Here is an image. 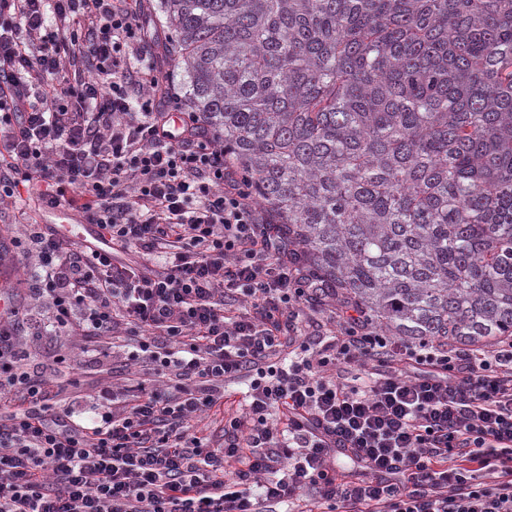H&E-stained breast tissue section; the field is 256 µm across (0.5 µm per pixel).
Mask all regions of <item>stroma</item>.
<instances>
[{
    "mask_svg": "<svg viewBox=\"0 0 512 512\" xmlns=\"http://www.w3.org/2000/svg\"><path fill=\"white\" fill-rule=\"evenodd\" d=\"M159 0H140V11L149 32L158 35V42H147L149 52L158 58L161 82H174L183 98V111H192L189 90L184 82V68L177 57L163 53L160 43L167 40L170 30L158 9ZM57 216L45 213L35 190L21 188L19 195L0 202V242L21 236L27 224H54ZM32 364L47 367L54 376L60 397L71 408L75 419L91 421L96 405L111 406L132 395L137 384L153 378L154 370L137 341L123 337L115 340L109 355L80 350L79 337L60 332L58 335L24 337Z\"/></svg>",
    "mask_w": 512,
    "mask_h": 512,
    "instance_id": "stroma-1",
    "label": "stroma"
}]
</instances>
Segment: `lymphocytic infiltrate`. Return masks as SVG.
<instances>
[{"mask_svg": "<svg viewBox=\"0 0 512 512\" xmlns=\"http://www.w3.org/2000/svg\"><path fill=\"white\" fill-rule=\"evenodd\" d=\"M144 35L139 0H0V199L41 182L42 206L79 210L98 241L26 225L45 270L34 293L101 346L120 330L162 339L140 348L180 388L141 385L87 426L51 412L22 343L41 323L20 289L0 293V512H512V337L412 343L346 305L325 356L271 366L305 336L299 310L321 287L220 137L158 109L156 57L122 51ZM116 245L169 259L117 264ZM246 375L248 413L208 446L193 418ZM340 447L361 477L337 467Z\"/></svg>", "mask_w": 512, "mask_h": 512, "instance_id": "1", "label": "lymphocytic infiltrate"}]
</instances>
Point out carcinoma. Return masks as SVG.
Wrapping results in <instances>:
<instances>
[{
    "mask_svg": "<svg viewBox=\"0 0 512 512\" xmlns=\"http://www.w3.org/2000/svg\"><path fill=\"white\" fill-rule=\"evenodd\" d=\"M203 126L386 336H512V0H160Z\"/></svg>",
    "mask_w": 512,
    "mask_h": 512,
    "instance_id": "1",
    "label": "carcinoma"
}]
</instances>
